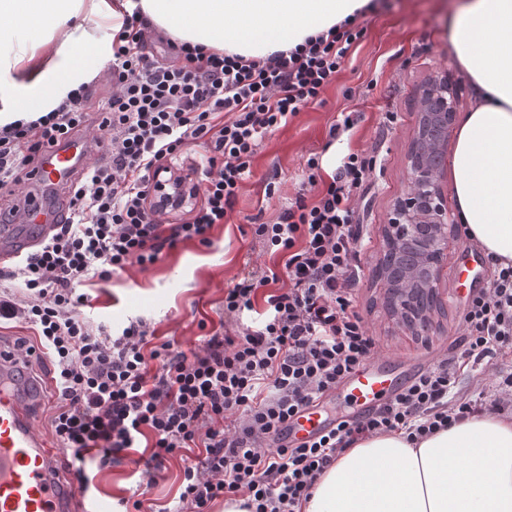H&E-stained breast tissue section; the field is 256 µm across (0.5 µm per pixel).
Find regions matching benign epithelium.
<instances>
[{
    "label": "benign epithelium",
    "instance_id": "1",
    "mask_svg": "<svg viewBox=\"0 0 512 512\" xmlns=\"http://www.w3.org/2000/svg\"><path fill=\"white\" fill-rule=\"evenodd\" d=\"M457 91L448 75L430 78L421 95L418 124L407 159L409 191L396 198L383 225L386 309L417 334L427 332L438 304V283L448 240V223L438 159L448 150L456 120Z\"/></svg>",
    "mask_w": 512,
    "mask_h": 512
}]
</instances>
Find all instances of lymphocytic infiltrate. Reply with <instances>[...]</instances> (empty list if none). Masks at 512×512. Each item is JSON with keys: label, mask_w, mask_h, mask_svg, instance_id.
Returning a JSON list of instances; mask_svg holds the SVG:
<instances>
[{"label": "lymphocytic infiltrate", "mask_w": 512, "mask_h": 512, "mask_svg": "<svg viewBox=\"0 0 512 512\" xmlns=\"http://www.w3.org/2000/svg\"><path fill=\"white\" fill-rule=\"evenodd\" d=\"M364 31L347 19L289 51L255 60L161 38L141 12L125 17L105 71L109 94L89 112L81 86L37 120L0 128V188L24 192L46 145L82 131L106 152L82 170L68 223L38 249L0 267V281L22 279L26 294H0V321L19 320L34 341L16 353L46 350L53 370V434L71 459L68 481L87 491V464L107 467L146 443L150 459L180 455L183 489L176 512H209L226 497L246 512H302L338 453L384 432L421 438L479 412L512 408V373L492 376L489 393L453 397L458 362L437 361L373 413L339 420L296 447L279 445L282 424L365 365L375 341L355 310L357 203L370 188L377 156L352 152L331 176L316 158L295 199L254 234L280 267L244 272L224 296V333L192 353L154 343L146 322L121 332L93 326L91 299L77 285L147 269L163 250L210 245L226 223L265 138L317 102ZM162 54H155L156 43ZM202 144L200 164L186 162ZM188 180L184 203L158 208L155 182ZM265 297H258L261 287ZM260 326H241L256 299ZM463 354L481 361L512 349V265L495 266L461 317Z\"/></svg>", "instance_id": "obj_1"}]
</instances>
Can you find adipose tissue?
Masks as SVG:
<instances>
[{"mask_svg":"<svg viewBox=\"0 0 512 512\" xmlns=\"http://www.w3.org/2000/svg\"><path fill=\"white\" fill-rule=\"evenodd\" d=\"M369 0H0V127L31 121L89 83L112 58L94 30L141 11L177 42L264 58L353 16ZM454 58L474 104L450 171L469 235L512 264V0H462L450 20ZM303 512H512V415H472L408 441H358L321 475Z\"/></svg>","mask_w":512,"mask_h":512,"instance_id":"ef3b65f1","label":"adipose tissue"}]
</instances>
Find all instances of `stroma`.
<instances>
[{
    "label": "stroma",
    "mask_w": 512,
    "mask_h": 512,
    "mask_svg": "<svg viewBox=\"0 0 512 512\" xmlns=\"http://www.w3.org/2000/svg\"><path fill=\"white\" fill-rule=\"evenodd\" d=\"M446 0H382L363 16L365 33L320 101L309 105L287 126L266 137L242 186L229 223L215 226L210 246L194 242L163 252L148 269L131 268L107 282L81 285L91 295L86 317L116 326L143 320L158 341L174 340L191 352L203 328H219L224 319V294L238 281L244 266L265 267L274 260L253 235V223L273 221L295 198L306 177V161L317 158L322 173L331 174L354 151L376 152L384 160L372 186L358 203L362 235L359 279L354 306L376 340L377 357H416L432 363L460 355V314L467 283L482 287L492 264L465 229L450 239L440 277L442 305L435 324L419 336L390 320L382 307L384 285L374 269L383 253L382 228L394 200L409 189L407 154L413 141L422 88L435 74L449 75L459 89L458 110L472 105L471 88L448 42ZM341 112L360 113L351 131L330 138L329 127ZM275 192H267L268 182ZM462 268L463 286L453 280ZM84 494L87 512H119L121 499L143 492V512L178 503L183 480L180 457L165 460L152 473L130 460L97 470Z\"/></svg>",
    "instance_id": "obj_1"
}]
</instances>
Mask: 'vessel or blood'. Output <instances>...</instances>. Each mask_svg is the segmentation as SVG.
Wrapping results in <instances>:
<instances>
[{
    "instance_id": "b4317fda",
    "label": "vessel or blood",
    "mask_w": 512,
    "mask_h": 512,
    "mask_svg": "<svg viewBox=\"0 0 512 512\" xmlns=\"http://www.w3.org/2000/svg\"><path fill=\"white\" fill-rule=\"evenodd\" d=\"M103 142L84 134L69 136L46 147L30 178L37 186L22 203L16 223L0 225V266L20 260L69 216L68 191L78 169L103 155ZM40 352L18 357L0 347V512H84L78 490L57 483L53 460L44 455L40 437L32 428L23 400L25 386L18 376L22 364H35ZM355 408L363 414L392 398L399 378L389 361L377 359L354 371L343 382ZM334 425L321 407L311 404L287 420L285 442L302 443Z\"/></svg>"
}]
</instances>
